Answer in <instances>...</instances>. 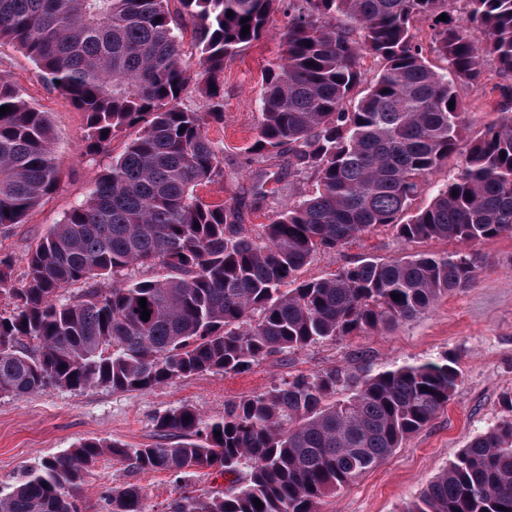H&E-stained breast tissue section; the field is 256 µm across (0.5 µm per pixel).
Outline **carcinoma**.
<instances>
[{
    "instance_id": "carcinoma-1",
    "label": "carcinoma",
    "mask_w": 512,
    "mask_h": 512,
    "mask_svg": "<svg viewBox=\"0 0 512 512\" xmlns=\"http://www.w3.org/2000/svg\"><path fill=\"white\" fill-rule=\"evenodd\" d=\"M283 1L292 5L284 51L263 76L249 151L314 188L252 237L243 217L265 198L262 180L243 203L206 204L198 188L224 180V144L209 136L224 124V59L260 40ZM448 2L0 0V42L16 44L83 112L84 155L135 130L88 195L28 250L22 276L0 256V298L11 305L0 309V396L144 394L199 373L239 374L276 354L389 331L473 287L476 267L461 251L364 257L298 280L316 253L378 227L402 243L512 237V86L500 89L498 117L473 135L458 95L489 61L512 77V0H466L462 21ZM472 26L482 42L471 40ZM428 50L445 66H433ZM368 58L382 67L361 90ZM192 85L204 112L184 103ZM1 106L10 107L0 116L4 231L57 189L60 169L47 113L3 71ZM457 153L458 173L413 208ZM154 267L165 274L149 275ZM459 381L446 357L361 378L336 367L298 374L208 422L183 405L155 416L151 444L85 439L25 469L0 490V512H81L78 490L104 454L132 472L168 474L181 490L170 512H316L436 418ZM201 470L233 479L195 495ZM107 512H145L142 488L113 490ZM403 512H512V419L469 440Z\"/></svg>"
}]
</instances>
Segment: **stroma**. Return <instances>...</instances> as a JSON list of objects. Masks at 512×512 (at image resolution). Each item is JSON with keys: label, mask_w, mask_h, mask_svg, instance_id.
I'll list each match as a JSON object with an SVG mask.
<instances>
[{"label": "stroma", "mask_w": 512, "mask_h": 512, "mask_svg": "<svg viewBox=\"0 0 512 512\" xmlns=\"http://www.w3.org/2000/svg\"><path fill=\"white\" fill-rule=\"evenodd\" d=\"M287 24V14L276 11L261 40L225 61L224 124L209 129L211 138L224 144V180L198 191L206 203H230L248 194L252 173H264L267 195L244 221L246 233L252 235L310 187L309 181L284 173L278 162H250L248 153L260 119L262 76L281 54ZM0 69L9 71L25 100L48 113L62 171L57 190L24 223L0 234V255H11L20 271L28 248L86 197L96 174L121 152L123 140L115 138L108 152L97 157L85 156L79 150L85 135L83 114L50 90L15 46L0 44ZM498 81L490 68L482 81L460 87L474 127L495 118L498 95L493 86ZM454 249V244L441 240L404 245L392 229L381 227L339 250L317 253L301 277L333 274L365 256L386 260L407 252ZM476 252L477 281L472 288L441 298L429 312L384 334L318 343L272 356L241 374L205 372L148 394L100 387L82 393L51 389L21 398L0 397V489L8 490L25 467L59 455L82 439L120 441L132 447L151 443L154 416L182 405L194 407L204 420H217L228 403L292 375L335 366L351 373L374 372L392 364L449 356L456 361L461 383L447 408L379 466L326 495L318 505V512H403L472 437L512 417L503 404L504 397L512 395V238L484 242ZM127 483L142 487L146 512H168L170 502L180 495L167 474L131 472L104 455L81 487L83 512H105L107 491Z\"/></svg>", "instance_id": "1"}]
</instances>
